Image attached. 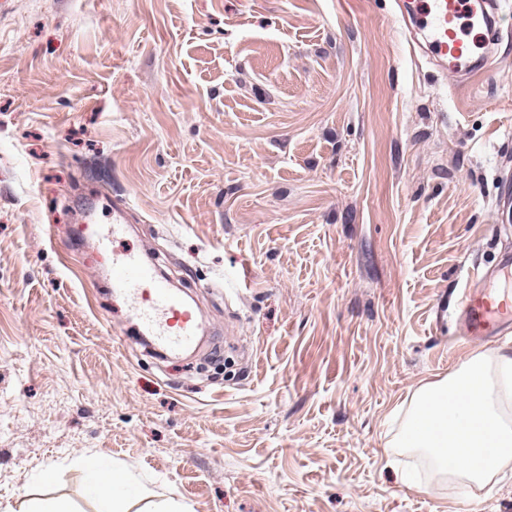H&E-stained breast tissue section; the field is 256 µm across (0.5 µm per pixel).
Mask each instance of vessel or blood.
<instances>
[{
  "label": "vessel or blood",
  "instance_id": "obj_1",
  "mask_svg": "<svg viewBox=\"0 0 512 512\" xmlns=\"http://www.w3.org/2000/svg\"><path fill=\"white\" fill-rule=\"evenodd\" d=\"M396 7L404 31L423 37L427 54L443 66L449 79L463 80L482 69L491 48L479 32L496 28L498 0H397ZM129 212L126 200L113 199L111 223L93 227L98 249L110 257L105 283L128 301L145 335L163 350H192L198 343V314L153 265L133 251L114 247L126 231ZM493 220L512 221L511 177L500 184ZM455 322L460 335L473 342L512 334V289L489 287L482 275L468 279Z\"/></svg>",
  "mask_w": 512,
  "mask_h": 512
}]
</instances>
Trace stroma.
Here are the masks:
<instances>
[{
	"instance_id": "obj_1",
	"label": "stroma",
	"mask_w": 512,
	"mask_h": 512,
	"mask_svg": "<svg viewBox=\"0 0 512 512\" xmlns=\"http://www.w3.org/2000/svg\"><path fill=\"white\" fill-rule=\"evenodd\" d=\"M501 7L497 59L453 89L393 0H0V512L24 487L99 512L89 456L193 512H512V464L409 483L392 445L419 388L512 350L436 325L512 252ZM90 192L199 302L214 381L99 288ZM493 220L496 224H505L512 220V178L510 176L500 184L493 210Z\"/></svg>"
}]
</instances>
